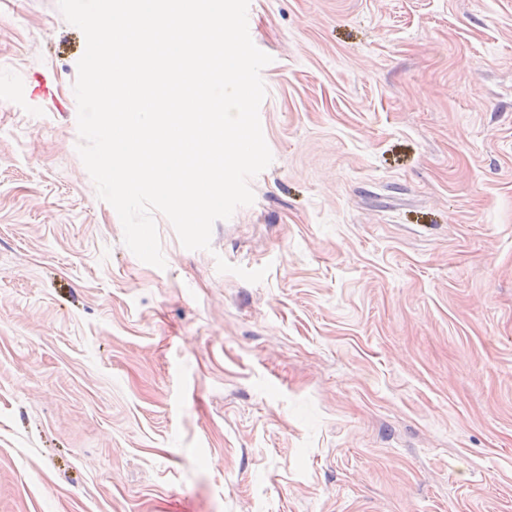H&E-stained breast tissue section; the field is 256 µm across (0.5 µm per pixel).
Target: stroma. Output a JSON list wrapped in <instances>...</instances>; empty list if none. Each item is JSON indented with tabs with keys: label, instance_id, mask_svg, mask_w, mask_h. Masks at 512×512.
Wrapping results in <instances>:
<instances>
[{
	"label": "stroma",
	"instance_id": "35a3bbf8",
	"mask_svg": "<svg viewBox=\"0 0 512 512\" xmlns=\"http://www.w3.org/2000/svg\"><path fill=\"white\" fill-rule=\"evenodd\" d=\"M252 204L167 266L0 0V512H512V0H250Z\"/></svg>",
	"mask_w": 512,
	"mask_h": 512
}]
</instances>
